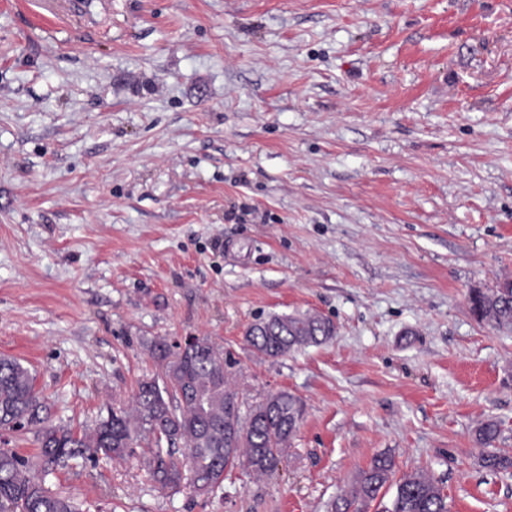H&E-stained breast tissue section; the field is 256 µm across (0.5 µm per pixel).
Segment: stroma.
I'll use <instances>...</instances> for the list:
<instances>
[{
	"mask_svg": "<svg viewBox=\"0 0 512 512\" xmlns=\"http://www.w3.org/2000/svg\"><path fill=\"white\" fill-rule=\"evenodd\" d=\"M512 279V0H0V356L54 423L163 379L153 341L231 360L241 409L305 403L288 456L204 497L154 447L69 463L81 512H328L383 453L450 512H512V333L470 290ZM317 312L276 359L245 333ZM336 325L326 316L304 312L271 314L257 320L246 331V341L256 352L277 358L311 346L329 342ZM499 433L498 424L492 420L481 424L476 431L477 441L484 448L480 456V466L496 472L512 469V452L496 448Z\"/></svg>",
	"mask_w": 512,
	"mask_h": 512,
	"instance_id": "obj_1",
	"label": "stroma"
}]
</instances>
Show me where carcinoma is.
I'll return each mask as SVG.
<instances>
[{
	"mask_svg": "<svg viewBox=\"0 0 512 512\" xmlns=\"http://www.w3.org/2000/svg\"><path fill=\"white\" fill-rule=\"evenodd\" d=\"M473 294L479 321L499 332L512 331L511 279ZM335 334L336 325L326 316L271 314L251 324L246 341L259 354L277 358L325 344ZM153 348L168 361L166 380L140 382L129 409L112 410L94 428L79 433L52 424L30 370L17 359L0 357V428L32 433L38 459L33 466L0 448V512H79L69 498L51 492L45 478L70 461L123 458L141 431L156 444L149 461L154 481L175 492L186 481L196 493L210 495L238 464L256 475L276 467L303 421L304 403L298 396L273 393L243 415L228 366L207 339L183 350L164 340L154 342ZM498 437L496 422L478 427L476 438L484 448L480 466L507 471L512 469V452L496 447ZM179 440L186 447L182 459L172 448ZM164 443L170 448L163 449ZM393 475V457H375L330 504V512H367L387 486L395 487V493L380 512H448L447 497L428 473L415 471L397 481Z\"/></svg>",
	"mask_w": 512,
	"mask_h": 512,
	"instance_id": "carcinoma-1",
	"label": "carcinoma"
}]
</instances>
